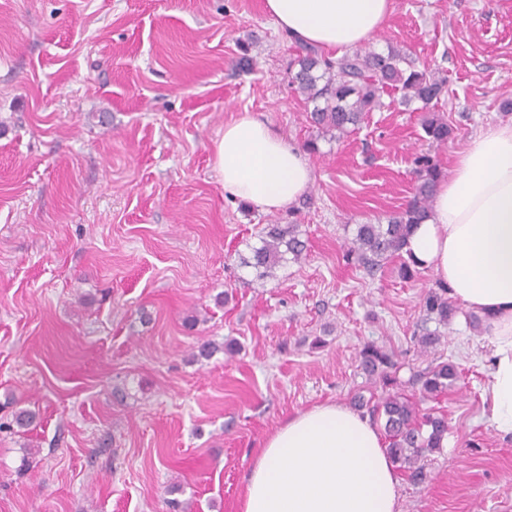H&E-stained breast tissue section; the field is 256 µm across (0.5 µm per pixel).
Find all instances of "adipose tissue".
Listing matches in <instances>:
<instances>
[{
    "mask_svg": "<svg viewBox=\"0 0 512 512\" xmlns=\"http://www.w3.org/2000/svg\"><path fill=\"white\" fill-rule=\"evenodd\" d=\"M288 38L329 52L372 40L392 0H265ZM233 197L262 211L290 207L310 185L303 153L268 123L242 114L213 147ZM433 271L480 321L491 350L482 388L488 421L512 433V121L483 128L456 154L432 214L403 249ZM398 474L382 433L351 406L330 402L296 414L270 435L247 478L242 512H399Z\"/></svg>",
    "mask_w": 512,
    "mask_h": 512,
    "instance_id": "obj_1",
    "label": "adipose tissue"
}]
</instances>
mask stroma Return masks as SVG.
I'll list each match as a JSON object with an SVG mask.
<instances>
[{
  "instance_id": "35a3bbf8",
  "label": "stroma",
  "mask_w": 512,
  "mask_h": 512,
  "mask_svg": "<svg viewBox=\"0 0 512 512\" xmlns=\"http://www.w3.org/2000/svg\"><path fill=\"white\" fill-rule=\"evenodd\" d=\"M372 44L446 77L447 144L399 104L345 138L319 132L264 0H0V418L39 414L0 432V512H241L279 426L368 395V343L394 353L406 394L432 358L460 374L420 404L448 433L425 483L401 478L400 512H512L484 337L455 318L421 353L434 275L346 257L358 225L411 197L416 154L451 171L512 121V0H393ZM246 112L305 151L313 181L290 208L235 199L214 169ZM267 224L296 225L306 251L260 282L244 261ZM207 340L219 351L196 358Z\"/></svg>"
}]
</instances>
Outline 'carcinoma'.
<instances>
[{"mask_svg": "<svg viewBox=\"0 0 512 512\" xmlns=\"http://www.w3.org/2000/svg\"><path fill=\"white\" fill-rule=\"evenodd\" d=\"M288 82L303 98L314 104L311 119L314 125L336 138L355 131L365 116L386 107L385 98L403 105L418 104L414 111L421 113L425 138L438 146L448 141L450 129L444 116L436 113L438 101L446 92V79L437 72L419 68L405 52L392 47L379 52L368 46L340 57L302 46L288 65ZM416 184L406 206L389 217L385 224H360L348 249V255L370 271L402 253L403 245L414 225L429 217L431 202L445 172L428 155L414 160ZM261 246L253 249L247 264L263 281L286 260L301 258L305 242L293 224H267L261 229ZM429 292L424 299L427 314L438 322L448 323L456 313L445 294ZM363 371L381 387L377 401L359 406L367 407L373 422L380 426L387 440L388 452L414 483L427 477L423 459L442 448L448 433V422L441 413H422L405 394L394 390L397 379L393 355L374 344L359 351ZM459 379L457 366L442 358L434 359L423 371L413 376L420 385L422 399H435L453 388Z\"/></svg>", "mask_w": 512, "mask_h": 512, "instance_id": "1", "label": "carcinoma"}]
</instances>
